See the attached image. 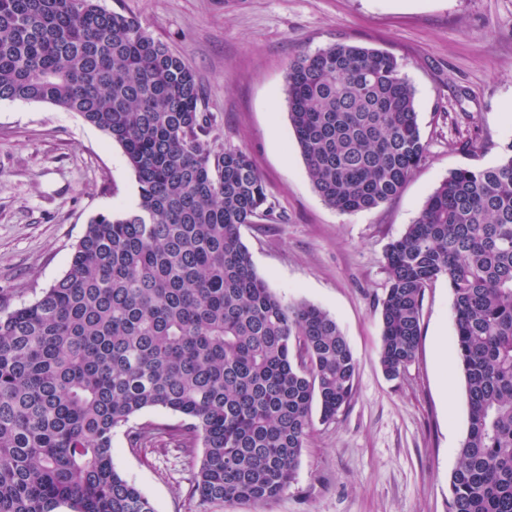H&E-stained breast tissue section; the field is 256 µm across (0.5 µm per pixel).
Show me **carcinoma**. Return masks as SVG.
Segmentation results:
<instances>
[{"label":"carcinoma","instance_id":"obj_1","mask_svg":"<svg viewBox=\"0 0 512 512\" xmlns=\"http://www.w3.org/2000/svg\"><path fill=\"white\" fill-rule=\"evenodd\" d=\"M291 127L314 188L341 213L395 198L425 157L413 87L386 51L335 42L288 65ZM76 112L123 150L138 199L99 213L63 276L0 313V512H155L112 465L129 447L204 448L190 495L268 503L295 479L318 404L351 400L336 318L288 303L240 229L267 211L240 149L216 147L181 57L99 0H0V100ZM379 361L415 358L425 288L445 278L468 428L448 512H512V141L448 173L385 254ZM161 407L176 426H129Z\"/></svg>","mask_w":512,"mask_h":512}]
</instances>
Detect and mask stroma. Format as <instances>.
I'll return each mask as SVG.
<instances>
[{
  "label": "stroma",
  "instance_id": "1",
  "mask_svg": "<svg viewBox=\"0 0 512 512\" xmlns=\"http://www.w3.org/2000/svg\"><path fill=\"white\" fill-rule=\"evenodd\" d=\"M182 57L220 148L248 154L269 212L242 227L254 268L286 302L335 317L357 361L336 419L313 417L295 480L267 504L198 503L200 460L138 452L125 428L112 463L156 512H446L466 436L463 375L446 279L425 292L421 342L401 375L379 363L385 251L457 168L498 164L512 141V0H101ZM342 40L396 57L415 90L425 159L389 203L352 214L315 191L288 118L292 58ZM474 142L476 151L465 149ZM138 198L118 144L79 114L0 100V311L34 301L68 267L91 217Z\"/></svg>",
  "mask_w": 512,
  "mask_h": 512
}]
</instances>
